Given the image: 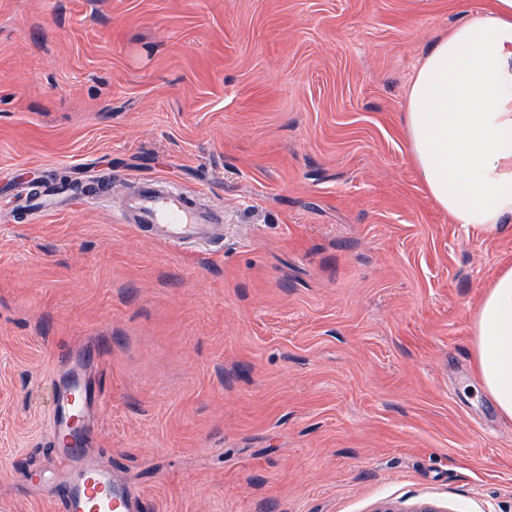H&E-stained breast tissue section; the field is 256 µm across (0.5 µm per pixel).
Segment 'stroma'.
I'll list each match as a JSON object with an SVG mask.
<instances>
[{
    "label": "stroma",
    "mask_w": 512,
    "mask_h": 512,
    "mask_svg": "<svg viewBox=\"0 0 512 512\" xmlns=\"http://www.w3.org/2000/svg\"><path fill=\"white\" fill-rule=\"evenodd\" d=\"M491 0H0V199L160 175L224 208L173 248L110 203L0 221V512H53L52 380L107 399L94 454L148 512H512V423L473 318L512 223H450L399 116Z\"/></svg>",
    "instance_id": "35a3bbf8"
}]
</instances>
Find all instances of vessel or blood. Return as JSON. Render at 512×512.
I'll list each match as a JSON object with an SVG mask.
<instances>
[{"label": "vessel or blood", "instance_id": "vessel-or-blood-1", "mask_svg": "<svg viewBox=\"0 0 512 512\" xmlns=\"http://www.w3.org/2000/svg\"><path fill=\"white\" fill-rule=\"evenodd\" d=\"M112 199L122 223L143 236L173 247H213L224 239V210L210 203L203 192L172 186L165 178H113ZM101 404L84 381L57 382L45 430L52 450L50 470L31 473L32 486L47 481L48 471L63 478L54 501L55 512H144L140 494L120 488L110 468L75 450L74 433L96 429Z\"/></svg>", "mask_w": 512, "mask_h": 512}]
</instances>
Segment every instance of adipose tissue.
Listing matches in <instances>:
<instances>
[{"label": "adipose tissue", "mask_w": 512, "mask_h": 512, "mask_svg": "<svg viewBox=\"0 0 512 512\" xmlns=\"http://www.w3.org/2000/svg\"><path fill=\"white\" fill-rule=\"evenodd\" d=\"M402 127L436 206L453 223L498 232L512 217V0H493L428 52ZM473 334L475 380L512 421L511 265L487 285Z\"/></svg>", "instance_id": "1"}]
</instances>
